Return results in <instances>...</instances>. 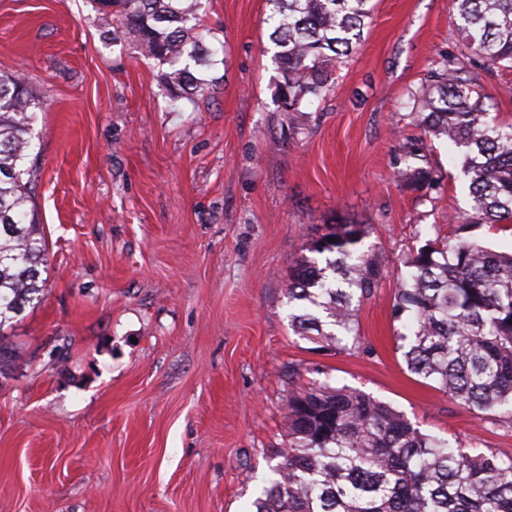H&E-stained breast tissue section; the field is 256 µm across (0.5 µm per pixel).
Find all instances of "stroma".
I'll return each instance as SVG.
<instances>
[{
  "mask_svg": "<svg viewBox=\"0 0 512 512\" xmlns=\"http://www.w3.org/2000/svg\"><path fill=\"white\" fill-rule=\"evenodd\" d=\"M333 93L281 121L270 0H202L223 45L194 99L134 40L103 37L93 0H0V74L24 71L40 301L0 329V512H251L285 447L289 394L362 389L428 435L512 457V423L475 417L408 371L391 308L402 259L470 209L461 149L410 116L432 63L459 56L452 0H372ZM498 122L512 69L475 60ZM434 170L439 185L397 179ZM365 225L385 276L359 309L364 351L292 332L297 258Z\"/></svg>",
  "mask_w": 512,
  "mask_h": 512,
  "instance_id": "obj_1",
  "label": "stroma"
}]
</instances>
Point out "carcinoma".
<instances>
[{
  "instance_id": "1",
  "label": "carcinoma",
  "mask_w": 512,
  "mask_h": 512,
  "mask_svg": "<svg viewBox=\"0 0 512 512\" xmlns=\"http://www.w3.org/2000/svg\"><path fill=\"white\" fill-rule=\"evenodd\" d=\"M276 97L296 123L309 98L333 91L329 74L356 49L371 0H270ZM114 43L133 36L139 52L170 66L174 98L204 89L202 70L218 49L204 44L201 0H97ZM464 56L512 65V0H455ZM413 95L425 134L464 149L472 213L463 227L512 228V124L486 120L485 94L462 60L435 62ZM40 102L23 74L0 75V329L40 299L45 237L27 209L36 168L26 166ZM367 230L338 224L315 242L324 263L301 257L288 280L294 333L330 350L360 347L361 302L384 277ZM402 264L392 307L407 369L474 415L512 420V252L463 236L429 240ZM288 446L252 512H512V458L471 453L420 431L404 414L347 385L314 384L288 396Z\"/></svg>"
}]
</instances>
